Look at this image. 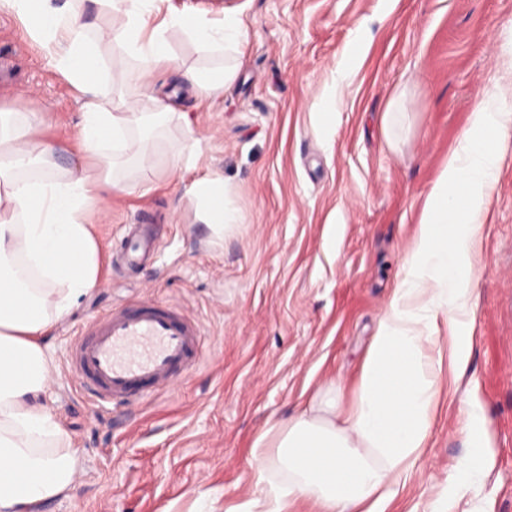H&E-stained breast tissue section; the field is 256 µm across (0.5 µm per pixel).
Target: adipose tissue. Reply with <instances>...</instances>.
Segmentation results:
<instances>
[{
  "label": "adipose tissue",
  "mask_w": 512,
  "mask_h": 512,
  "mask_svg": "<svg viewBox=\"0 0 512 512\" xmlns=\"http://www.w3.org/2000/svg\"><path fill=\"white\" fill-rule=\"evenodd\" d=\"M165 0H0L39 41L80 102L76 151L67 166L44 140L37 113H0V512H32L70 487L79 464L69 433L39 401L49 378L41 339L96 285L101 245L98 204L121 186L128 162L146 166L159 150L149 131L183 120L154 88L167 71L175 88L201 97L234 81L247 30L239 13L191 16ZM117 14V27L100 24ZM187 36L204 54L230 65L200 69L172 52L169 38ZM110 42L140 63L115 69L100 54ZM134 87L154 109L105 96L103 83ZM500 93L484 96L429 192L405 277L378 321L361 364L354 399L305 408L271 424L253 452L264 497L244 512H289L301 499L319 512H382L427 450L440 409L444 372L468 362L472 314L471 253L499 165L497 144L512 129ZM189 194L202 223L223 229L241 221L224 181L196 179ZM449 329L442 343L441 329Z\"/></svg>",
  "instance_id": "adipose-tissue-1"
}]
</instances>
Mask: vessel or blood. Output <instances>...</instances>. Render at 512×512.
I'll list each match as a JSON object with an SVG mask.
<instances>
[{"mask_svg": "<svg viewBox=\"0 0 512 512\" xmlns=\"http://www.w3.org/2000/svg\"><path fill=\"white\" fill-rule=\"evenodd\" d=\"M202 346L200 327L178 306L144 300L82 330L69 368L96 401L129 406L171 387L197 364Z\"/></svg>", "mask_w": 512, "mask_h": 512, "instance_id": "1", "label": "vessel or blood"}]
</instances>
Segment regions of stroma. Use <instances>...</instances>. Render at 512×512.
Listing matches in <instances>:
<instances>
[{
    "mask_svg": "<svg viewBox=\"0 0 512 512\" xmlns=\"http://www.w3.org/2000/svg\"><path fill=\"white\" fill-rule=\"evenodd\" d=\"M212 18L241 11L236 79L216 97L178 92L201 140L173 163L183 131L163 135L152 169L99 206L98 282L43 337V402L81 465L40 512H240L258 498L252 450L269 423L306 408L332 382L354 397L379 318L404 276L427 194L512 61V0H170ZM372 37L344 84L336 122L322 103L359 20ZM411 108L383 123L390 98ZM77 93L17 16L0 13V112H35L69 162ZM472 250L473 344L450 383L424 459L386 512H512V135ZM220 177L242 221L214 233L187 193ZM158 225L152 259L124 260L140 216ZM138 299L181 305L202 325L198 365L169 391L104 411L67 368L74 336ZM483 421L467 425V403ZM488 448L480 481L463 473L471 438Z\"/></svg>",
    "mask_w": 512,
    "mask_h": 512,
    "instance_id": "35a3bbf8",
    "label": "stroma"
}]
</instances>
